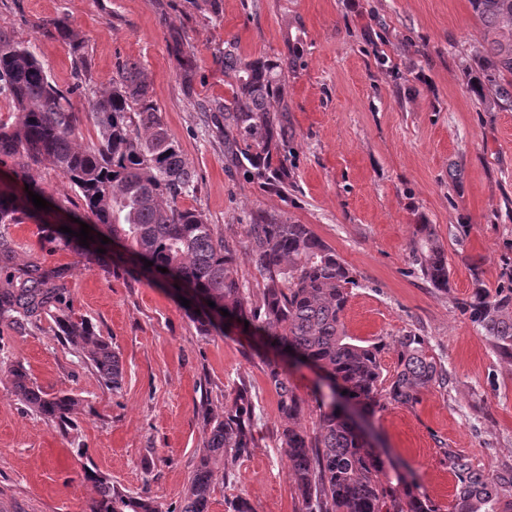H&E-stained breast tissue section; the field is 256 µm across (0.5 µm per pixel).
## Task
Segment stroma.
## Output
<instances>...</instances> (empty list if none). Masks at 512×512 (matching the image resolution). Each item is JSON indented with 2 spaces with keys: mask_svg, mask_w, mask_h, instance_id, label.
<instances>
[{
  "mask_svg": "<svg viewBox=\"0 0 512 512\" xmlns=\"http://www.w3.org/2000/svg\"><path fill=\"white\" fill-rule=\"evenodd\" d=\"M58 17L82 38L93 86L126 60L149 75L152 100L196 174L180 204L238 244L250 289L260 276L243 247L247 224L263 214L307 224L358 275L345 313L351 336L389 342L411 330L428 340L447 387L428 389L415 409L389 407L372 425L383 454L404 464L441 512L455 492L443 449L485 471L512 465V363L458 308L473 267L491 286L512 257V110L487 108L493 89L481 98L470 89L486 30L469 0H0V28L32 41L64 90L73 56L44 28ZM178 36L195 53L189 92ZM230 39L242 59L288 61L294 185L285 192L228 171L224 141L199 110L232 95L217 61ZM417 224L434 225L445 244L449 293L412 264ZM8 233L19 252L70 265L73 313L111 340L124 380L117 392L103 386L51 319L23 333L0 324V512H89L88 468L147 494L158 512H177L210 419L242 384L255 405L257 446L230 464V480L216 478L209 512H225L238 496L255 512H301L277 439L278 397L246 335H201L171 291L43 250L33 221ZM14 362L45 391L79 398L76 430L25 408L7 373Z\"/></svg>",
  "mask_w": 512,
  "mask_h": 512,
  "instance_id": "obj_1",
  "label": "stroma"
}]
</instances>
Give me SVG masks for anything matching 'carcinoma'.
Returning <instances> with one entry per match:
<instances>
[{"label":"carcinoma","mask_w":512,"mask_h":512,"mask_svg":"<svg viewBox=\"0 0 512 512\" xmlns=\"http://www.w3.org/2000/svg\"><path fill=\"white\" fill-rule=\"evenodd\" d=\"M484 27L512 25V0H469ZM75 56V82L59 89L31 46L0 28V94L14 109L12 121H0V164L11 163L16 181L0 183V322L25 332L49 317L55 335L83 350L100 382L122 388L123 366L112 341L96 333L68 304V267H48L22 255L3 228L25 220L39 223L43 247L65 251L76 263L96 265L109 273L114 243L122 244L140 271L190 301L187 311L200 333H222L249 322V334L284 357L319 371L334 389L352 400L367 418L391 406L413 408L424 390L448 385V372L431 352L425 337L408 331L388 344L349 336L344 322L356 272L307 224L281 222L270 216L247 225L250 262L261 277L253 293L239 275L237 249L201 213L179 200L195 189V173L178 142L169 134L151 100V82L136 62L118 65L116 74L89 100L87 119L98 130L97 142L80 140L81 117L71 96L88 90L82 43L69 24L52 23ZM181 78L191 88L196 71L193 52L181 49ZM482 80L475 87L495 89L493 106L512 109V41L484 40L477 54ZM224 76L232 79V97L212 99L203 113L224 132L229 166L250 180L281 188L290 179L288 155L292 131L288 105L282 100L281 64L257 58L244 61L235 44L224 42L220 55ZM44 164L53 166L83 201L84 213L69 225L97 229L94 249L78 237L40 219L28 199L32 191L51 200L34 177ZM29 185L15 198L16 183ZM108 243H101L102 237ZM106 253L101 254L99 250ZM412 264L432 287L450 291L448 258L434 225H414ZM153 265L144 267V260ZM168 269L162 273L157 267ZM472 293L461 302L467 315L501 359L512 362V260L504 263L498 285L488 288L473 269ZM215 306H208V302ZM229 316H223V311ZM393 350L396 366L387 375L385 351ZM266 376L278 396L285 424L278 437L288 458L294 491L302 512H439L420 492L403 465L376 454L356 433L331 396L315 395V417L302 425L305 401L297 394L276 359L265 360ZM12 392L45 422L67 432L77 426L79 399L70 393H48L30 378L26 367H8ZM254 407L240 385L213 420L207 449L189 479L179 512H209L216 465L248 457L256 448ZM455 481L450 512H512V465L491 472L475 468L460 451L443 449ZM85 479L95 496L91 512H157L154 501L131 494L112 480L88 470Z\"/></svg>","instance_id":"cac0c4a2"}]
</instances>
